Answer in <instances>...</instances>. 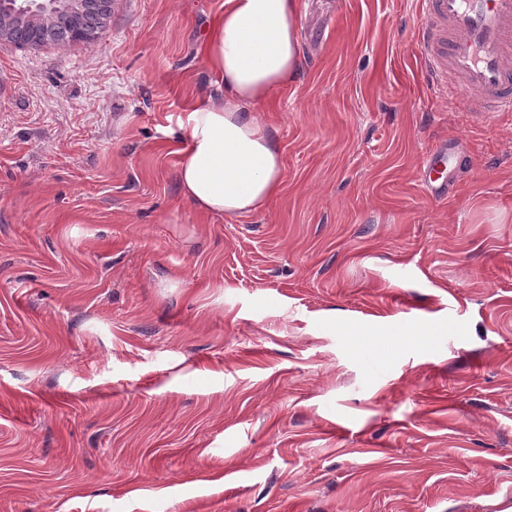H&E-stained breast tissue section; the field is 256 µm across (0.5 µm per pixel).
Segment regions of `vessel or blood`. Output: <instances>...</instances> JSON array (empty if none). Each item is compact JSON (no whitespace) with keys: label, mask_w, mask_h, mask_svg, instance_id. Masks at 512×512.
Instances as JSON below:
<instances>
[{"label":"vessel or blood","mask_w":512,"mask_h":512,"mask_svg":"<svg viewBox=\"0 0 512 512\" xmlns=\"http://www.w3.org/2000/svg\"><path fill=\"white\" fill-rule=\"evenodd\" d=\"M417 40L433 79L465 111L512 112V0H422Z\"/></svg>","instance_id":"b4317fda"}]
</instances>
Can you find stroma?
Listing matches in <instances>:
<instances>
[{
    "instance_id": "35a3bbf8",
    "label": "stroma",
    "mask_w": 512,
    "mask_h": 512,
    "mask_svg": "<svg viewBox=\"0 0 512 512\" xmlns=\"http://www.w3.org/2000/svg\"><path fill=\"white\" fill-rule=\"evenodd\" d=\"M223 0L0 44V512H512V114L448 105L420 0H300L285 181H176Z\"/></svg>"
}]
</instances>
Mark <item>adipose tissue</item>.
Segmentation results:
<instances>
[{
    "label": "adipose tissue",
    "instance_id": "adipose-tissue-1",
    "mask_svg": "<svg viewBox=\"0 0 512 512\" xmlns=\"http://www.w3.org/2000/svg\"><path fill=\"white\" fill-rule=\"evenodd\" d=\"M298 0H224L200 45L212 77L176 146L181 196L202 215L263 210L284 184L282 156L256 107L300 67Z\"/></svg>",
    "mask_w": 512,
    "mask_h": 512
}]
</instances>
